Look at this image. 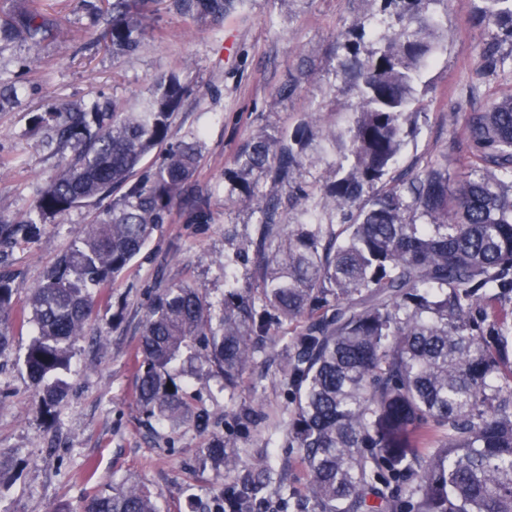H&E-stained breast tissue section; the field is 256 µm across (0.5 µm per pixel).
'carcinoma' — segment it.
<instances>
[{
    "instance_id": "obj_1",
    "label": "carcinoma",
    "mask_w": 512,
    "mask_h": 512,
    "mask_svg": "<svg viewBox=\"0 0 512 512\" xmlns=\"http://www.w3.org/2000/svg\"><path fill=\"white\" fill-rule=\"evenodd\" d=\"M158 0H112L107 18L112 56L141 45L143 13ZM185 18L217 22L247 0H170ZM397 27L362 58L366 31L355 23L345 67L359 83L356 118L339 136L343 162L324 184L353 221L333 230L293 223L280 187L302 165L307 114L292 133H255L234 159V181L254 171L270 182L257 197L238 183L241 203L259 214L253 270L260 297L228 282L215 307L186 284L158 289L139 341L137 401L147 419L201 424L176 369L189 365L224 377L232 390L251 364L253 337L274 323L304 321L289 343L294 394L288 443L310 477L291 512H512V333L492 321L490 335L470 311L512 293V95L467 118L481 165L453 178L430 169L400 186L386 181L404 144L405 125L420 111L413 85L438 49L437 0H381ZM473 15L491 39L483 68L503 62L497 45L512 43V0H482ZM55 25L30 0L0 17V42L53 37ZM187 92L171 73L151 83L136 104L114 97L90 109L61 104L37 114L31 130L55 124L72 151L25 220L35 234L73 207L102 203L93 224L16 308L15 289L0 277V353L10 336L35 328L22 358L40 408L67 395L73 344L86 335L105 289L134 260L153 231L170 221L199 161L197 141L167 150L153 170L144 158L171 137V117ZM455 183L453 193L448 185ZM422 223H417V220ZM233 444L218 439L204 459L234 475L215 512H253L260 477L235 473ZM82 512H160L157 496L132 484L85 501Z\"/></svg>"
}]
</instances>
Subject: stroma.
<instances>
[{
    "mask_svg": "<svg viewBox=\"0 0 512 512\" xmlns=\"http://www.w3.org/2000/svg\"><path fill=\"white\" fill-rule=\"evenodd\" d=\"M40 3L56 25L54 38L0 47V90L9 99L0 109V214L23 221L70 155L52 132H31L34 113L61 103L88 106L103 95L135 101L155 77L174 73L191 92L173 116L172 140L202 145L187 194L205 197L207 221L190 222L186 204H178L111 283L74 346L67 396L51 414L40 412L19 361L32 331H16L0 354V512H81L87 497L132 484L158 493L160 512H211L229 484L223 469L201 460L202 448L217 436L234 442L241 471L255 470L265 458L285 492L306 495L301 452L288 445L292 404L285 372L288 344L301 323L275 325L257 337L253 362L234 390H225L217 376L191 379L186 396L204 415L202 426L146 420L136 399L138 344L155 289L186 282L217 302L228 278L256 288L249 242L258 216L232 201L225 179L255 132L291 131L304 113L313 114L298 210L307 219L341 223L322 192L341 160L332 137L352 124L357 103L340 43L356 22L367 30L361 52L390 34L381 0H248L220 24H196L159 5L146 21L139 52L122 60L106 45L103 21L78 0ZM473 8L472 0L434 6L447 36L415 85L422 110L396 172L434 166L467 173L477 159L466 117L512 95V43L500 45L504 67L477 72L488 35L472 25ZM293 80L296 92L280 98L279 88ZM97 216L96 206L76 207L38 235L19 231L0 243V275L11 278L17 305ZM245 409L255 412L251 422L239 418Z\"/></svg>",
    "mask_w": 512,
    "mask_h": 512,
    "instance_id": "1",
    "label": "stroma"
}]
</instances>
